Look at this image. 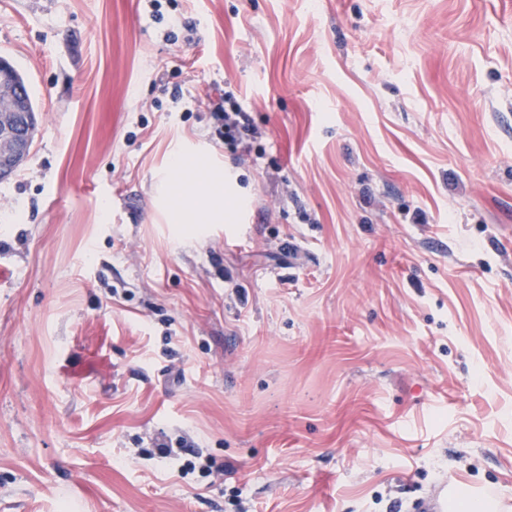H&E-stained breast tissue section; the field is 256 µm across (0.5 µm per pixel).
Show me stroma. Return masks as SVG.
Instances as JSON below:
<instances>
[{
  "label": "stroma",
  "mask_w": 512,
  "mask_h": 512,
  "mask_svg": "<svg viewBox=\"0 0 512 512\" xmlns=\"http://www.w3.org/2000/svg\"><path fill=\"white\" fill-rule=\"evenodd\" d=\"M0 512H512V0H0ZM250 150L218 139L225 94ZM224 176L173 224V153ZM18 72L0 57V180L8 178L28 158L37 126L29 95ZM206 177V191L194 200L195 209L207 216H217L224 219V178L212 176L204 172ZM452 486L451 480L445 478L427 496L416 502L414 510L417 512H447L448 491Z\"/></svg>",
  "instance_id": "stroma-1"
}]
</instances>
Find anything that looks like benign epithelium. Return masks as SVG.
Listing matches in <instances>:
<instances>
[{"label": "benign epithelium", "instance_id": "7a95c632", "mask_svg": "<svg viewBox=\"0 0 512 512\" xmlns=\"http://www.w3.org/2000/svg\"><path fill=\"white\" fill-rule=\"evenodd\" d=\"M37 120L18 72L0 57V180L28 158Z\"/></svg>", "mask_w": 512, "mask_h": 512}]
</instances>
